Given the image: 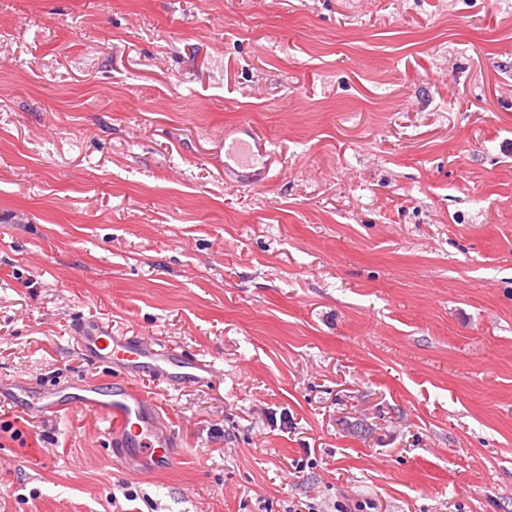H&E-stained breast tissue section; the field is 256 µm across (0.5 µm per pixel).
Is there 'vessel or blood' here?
I'll use <instances>...</instances> for the list:
<instances>
[{"label": "vessel or blood", "mask_w": 512, "mask_h": 512, "mask_svg": "<svg viewBox=\"0 0 512 512\" xmlns=\"http://www.w3.org/2000/svg\"><path fill=\"white\" fill-rule=\"evenodd\" d=\"M227 163L235 164L245 173L256 177L270 170V152L265 145L248 149L246 141L234 138L225 151ZM78 343L84 357L103 364L128 370L139 368L145 361H169L172 353L157 348L155 343L139 337L118 338L102 324H80ZM29 411L39 418L75 408L111 418L113 429L123 438L124 456L136 462L140 473L148 474L167 468L174 460L170 446L154 443V424L146 412L153 403L144 393L130 384L117 387L114 392L104 393L100 386L90 381L75 384L72 392H46L29 398Z\"/></svg>", "instance_id": "vessel-or-blood-1"}]
</instances>
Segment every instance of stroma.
<instances>
[{"mask_svg": "<svg viewBox=\"0 0 512 512\" xmlns=\"http://www.w3.org/2000/svg\"><path fill=\"white\" fill-rule=\"evenodd\" d=\"M88 320L221 376L144 477L1 401L0 512H512V0H0V380ZM244 135L249 137L253 141V146L256 151L252 150V145L248 144L241 138H234L232 144L225 150L224 160V172L238 170L231 165L234 163L238 168L245 173L252 174V176L262 177L270 170V152L267 150L265 145L258 143L255 138L252 137V133L244 131ZM247 147V150H246ZM259 156V157H257ZM253 161H258L261 164L260 168H256Z\"/></svg>", "mask_w": 512, "mask_h": 512, "instance_id": "35a3bbf8", "label": "stroma"}]
</instances>
